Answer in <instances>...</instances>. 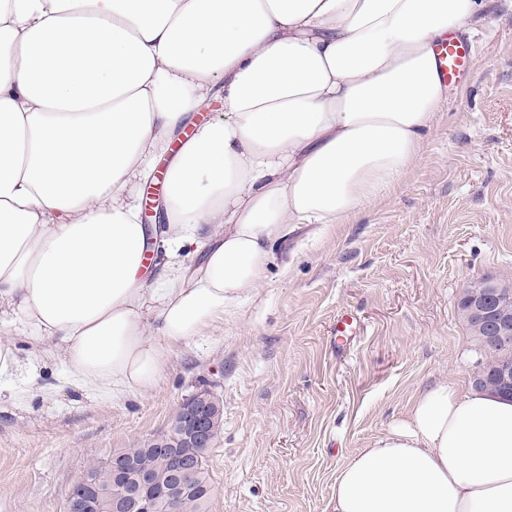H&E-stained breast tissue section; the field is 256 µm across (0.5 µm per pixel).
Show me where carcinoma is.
<instances>
[{"instance_id": "carcinoma-1", "label": "carcinoma", "mask_w": 512, "mask_h": 512, "mask_svg": "<svg viewBox=\"0 0 512 512\" xmlns=\"http://www.w3.org/2000/svg\"><path fill=\"white\" fill-rule=\"evenodd\" d=\"M504 355L512 357V343L489 354L478 374L485 386H498L496 366ZM209 449L174 441L159 447L147 440L136 448H123L106 460L87 468L84 482L76 484L70 496L75 500L74 512H134L133 494L139 487V475L150 476V482L169 487L178 482L182 469L195 472L194 491L180 504V512H209L213 487L208 472Z\"/></svg>"}]
</instances>
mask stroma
I'll list each match as a JSON object with an SVG mask.
<instances>
[{
	"label": "stroma",
	"mask_w": 512,
	"mask_h": 512,
	"mask_svg": "<svg viewBox=\"0 0 512 512\" xmlns=\"http://www.w3.org/2000/svg\"><path fill=\"white\" fill-rule=\"evenodd\" d=\"M471 76L449 90L421 160L348 224L303 226L254 295L169 345L148 391H87L0 316L22 359L0 380V512H64L87 466L165 432L210 388L223 425L209 512H333L340 467L481 355L462 291L512 282V0H489ZM362 331L341 342L336 318Z\"/></svg>",
	"instance_id": "1"
}]
</instances>
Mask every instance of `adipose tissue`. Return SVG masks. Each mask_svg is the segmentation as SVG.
Instances as JSON below:
<instances>
[{"label":"adipose tissue","mask_w":512,"mask_h":512,"mask_svg":"<svg viewBox=\"0 0 512 512\" xmlns=\"http://www.w3.org/2000/svg\"><path fill=\"white\" fill-rule=\"evenodd\" d=\"M485 0H0V310L88 389L145 390L420 158L437 46ZM224 113L202 117L214 96ZM165 172L155 280L141 191ZM334 512H512V400L441 383L336 475Z\"/></svg>","instance_id":"adipose-tissue-1"}]
</instances>
